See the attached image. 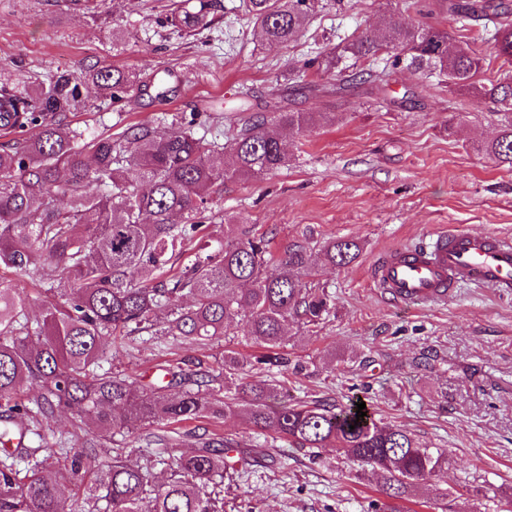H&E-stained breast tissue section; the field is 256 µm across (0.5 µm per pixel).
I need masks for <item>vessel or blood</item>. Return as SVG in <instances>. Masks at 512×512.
<instances>
[{
  "instance_id": "b4317fda",
  "label": "vessel or blood",
  "mask_w": 512,
  "mask_h": 512,
  "mask_svg": "<svg viewBox=\"0 0 512 512\" xmlns=\"http://www.w3.org/2000/svg\"><path fill=\"white\" fill-rule=\"evenodd\" d=\"M371 281L401 306L445 301L464 286L506 295L512 293V241L495 233L437 231L423 244L382 253Z\"/></svg>"
}]
</instances>
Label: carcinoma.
Segmentation results:
<instances>
[{
  "label": "carcinoma",
  "instance_id": "1",
  "mask_svg": "<svg viewBox=\"0 0 512 512\" xmlns=\"http://www.w3.org/2000/svg\"><path fill=\"white\" fill-rule=\"evenodd\" d=\"M318 0H239L262 41L285 44L301 33ZM211 0L176 5L170 24L186 31L208 25ZM424 18L444 9L467 30L484 21L495 56L512 67V0H408ZM362 62L361 81L378 91L403 65L448 78V87L512 112V72L488 84L476 81L481 58L462 34L410 18L389 21L379 33L363 32L306 64L331 73L342 58ZM118 104L146 85L120 67L92 69L74 79L61 74L46 84L0 87V267L26 272L35 256L40 276L56 278L60 301L29 322L26 295L0 278V439L29 423L51 425L71 416L75 430L91 422L105 430L135 422L175 423L245 416L256 430L316 454L334 448L358 463L363 475L383 478L385 500L374 512H397L393 501L427 490L448 458L422 445L403 427L375 418L370 408L356 418L359 398L345 404L277 398L252 367L301 374L306 365L279 352L291 321L316 326L329 316L324 289L306 279L318 262L344 268L361 252L354 239H332L315 248L295 241L278 256L262 237L216 238L184 270L169 274L171 259L216 219L207 204L214 187L287 168L276 126L297 134L332 121L329 112H278L250 119L232 136V163L219 166L215 141L194 134L198 115L176 128L131 126L118 138L78 144L67 112L80 107L79 84ZM499 167L512 169V119L483 146ZM134 171L139 189L128 177ZM97 186L99 192H89ZM277 266L276 273L267 268ZM243 325L264 352L244 365L224 352V375L183 362L140 384L126 374L100 371L109 337L147 334L204 343ZM235 398L214 396L219 382ZM181 391L171 396L172 388ZM233 438L204 439L188 454H159L134 462L120 454L97 460L86 452L59 449L38 456L22 445L0 449V512H224L220 487L233 475L225 453ZM83 493H68L87 471Z\"/></svg>",
  "mask_w": 512,
  "mask_h": 512
}]
</instances>
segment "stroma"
<instances>
[{
  "label": "stroma",
  "mask_w": 512,
  "mask_h": 512,
  "mask_svg": "<svg viewBox=\"0 0 512 512\" xmlns=\"http://www.w3.org/2000/svg\"><path fill=\"white\" fill-rule=\"evenodd\" d=\"M213 3L209 27L188 33L167 21L175 0H95L90 12L84 0H0V85L45 83L61 71L78 77L91 67L168 73L174 92L164 99L136 93L114 104L82 86L87 106L70 120L87 141L198 112L207 119L198 135L222 143L262 113H332V124L283 131L293 166L224 183L211 196L228 236L265 238L277 254L305 238L362 246L348 268L317 267L313 281L333 311L318 325L290 326L282 348L306 370L278 376V389L344 403L352 385H366L378 418L446 452L448 467L429 495L398 500L400 512H512V296L469 287L446 305L403 309L370 279L378 255L449 224L512 237V170L480 149L497 134L496 106L403 67L384 103L366 84L331 98L300 89L297 75L310 58L384 20L407 19L406 0H328L283 46L257 37L239 0ZM228 349L247 359L260 351L239 327L204 346L132 336L108 347L102 367L148 383L159 366L182 359L220 370ZM425 354L433 357L426 367L417 363ZM211 428L239 441L247 459L224 488V512H372L381 497V478H357L335 449L310 456L253 432L240 417ZM167 430L154 423L111 437L92 426L75 434L64 414L42 446L52 452L63 435L77 451L93 440L147 456V437Z\"/></svg>",
  "instance_id": "1"
}]
</instances>
